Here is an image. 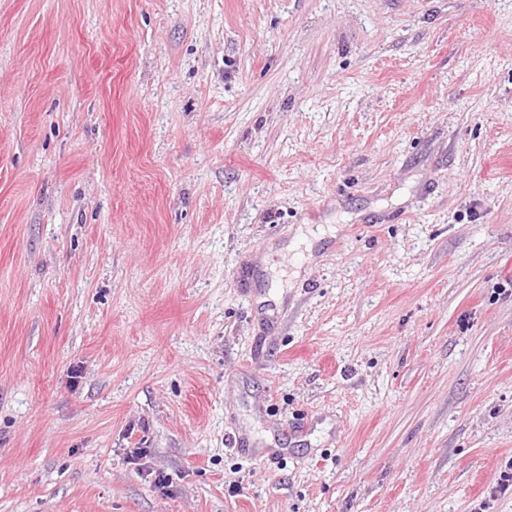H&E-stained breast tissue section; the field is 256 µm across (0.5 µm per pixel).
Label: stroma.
I'll list each match as a JSON object with an SVG mask.
<instances>
[{
  "instance_id": "stroma-1",
  "label": "stroma",
  "mask_w": 512,
  "mask_h": 512,
  "mask_svg": "<svg viewBox=\"0 0 512 512\" xmlns=\"http://www.w3.org/2000/svg\"><path fill=\"white\" fill-rule=\"evenodd\" d=\"M511 462L512 0H0V512Z\"/></svg>"
}]
</instances>
